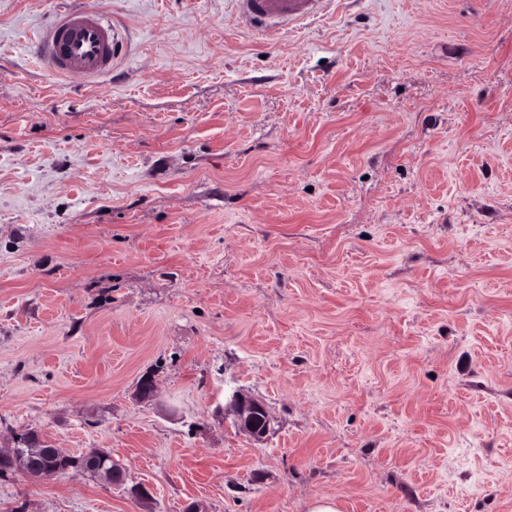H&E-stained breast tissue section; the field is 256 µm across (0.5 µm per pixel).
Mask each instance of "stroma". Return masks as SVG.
<instances>
[{
  "mask_svg": "<svg viewBox=\"0 0 512 512\" xmlns=\"http://www.w3.org/2000/svg\"><path fill=\"white\" fill-rule=\"evenodd\" d=\"M59 2L0 0V447L125 481L0 512H512V0H84L98 86L26 51ZM322 0H236L241 22L261 35H271L316 16ZM230 409L240 432L254 442H264L273 431L272 419L264 403L239 390L224 392V410ZM254 423V426H251ZM97 453L96 463H92L88 460V455H81L79 457L67 456L62 449L56 448L55 453L58 457L62 458L58 462V466L62 469L69 467H79L95 476H99L100 473H108L111 476L110 482L119 484L122 481V472L120 468L112 463V457L104 451H94Z\"/></svg>",
  "mask_w": 512,
  "mask_h": 512,
  "instance_id": "1",
  "label": "stroma"
}]
</instances>
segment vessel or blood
<instances>
[{
	"instance_id": "1",
	"label": "vessel or blood",
	"mask_w": 512,
	"mask_h": 512,
	"mask_svg": "<svg viewBox=\"0 0 512 512\" xmlns=\"http://www.w3.org/2000/svg\"><path fill=\"white\" fill-rule=\"evenodd\" d=\"M321 4L322 0H236L241 22L262 35L316 16ZM32 49L52 76L88 84L110 75L127 57L118 26L77 0L39 31Z\"/></svg>"
}]
</instances>
